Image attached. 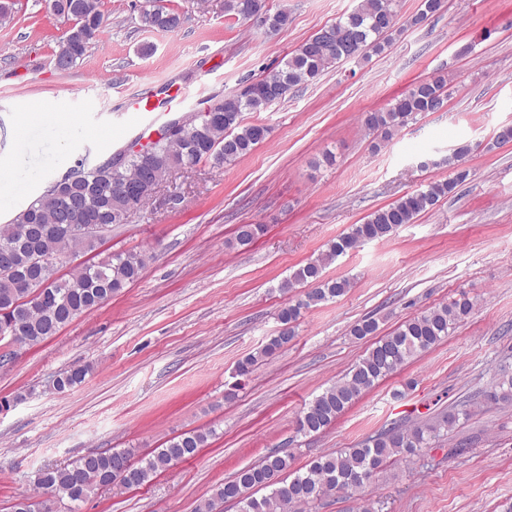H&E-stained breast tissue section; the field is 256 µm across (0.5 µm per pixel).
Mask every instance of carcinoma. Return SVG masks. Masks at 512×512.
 Here are the masks:
<instances>
[{
    "instance_id": "carcinoma-1",
    "label": "carcinoma",
    "mask_w": 512,
    "mask_h": 512,
    "mask_svg": "<svg viewBox=\"0 0 512 512\" xmlns=\"http://www.w3.org/2000/svg\"><path fill=\"white\" fill-rule=\"evenodd\" d=\"M444 7L445 0H421L419 10L406 24L415 26ZM51 8L60 14L73 13L77 19L54 54V62L68 70L85 55L103 23L100 0H51ZM224 11L271 31L289 21L288 11L270 8L267 0H224ZM140 21L147 29L163 31L176 30L182 24L180 13L155 4L142 11ZM399 22L397 0H357L350 13L309 36L272 74L247 84L240 93L224 98L213 111L200 115L203 133L185 131L175 138L161 139L145 153L129 150L119 163H101L86 170L80 162L78 169L84 180L58 178L51 182L57 196L54 207L43 206L38 197L17 212L10 223L0 226V253H7L10 260L8 269L0 270V325L9 327V341L33 345L54 336L141 278L152 259L146 250L109 253L96 262L61 272L69 256L95 250L111 225L125 223L127 201L117 196L118 190H136L133 206L141 207L150 201L153 184L162 182L174 170L193 168L211 159L231 164L247 156L264 142L268 130L245 122L244 113L267 110L284 100L290 90L316 80L345 59L382 53L403 31ZM447 101L446 77L415 82L385 109L365 115L363 124L375 135L373 148L377 150L390 141L417 115L440 111ZM471 152L469 145L453 149L442 163L455 172L454 177L433 181L426 189L407 193L373 211L331 242L326 251L296 268L280 285L286 292L299 290L298 296L284 303L277 313L280 330L238 365V376L249 377L288 345L303 311L347 292L349 280L325 277L330 263L361 243L390 238L401 226L413 223L419 214L437 205L468 176L464 164ZM75 202L83 207L80 223L91 226L86 235L64 229ZM262 231L260 224H239L235 242L246 246ZM33 294L37 302L24 301ZM473 307L472 300L462 295L404 321L384 336L378 335V322L371 317L355 323L350 336L357 340L372 338L374 342L340 381L304 406L297 418V433L315 435L330 428L363 393L447 338L470 316ZM87 374L88 367L72 365L56 375L52 388L58 394L66 393L82 384ZM493 397L512 403V373H503ZM457 418L458 414L452 413L423 426H393L359 446L316 457L303 472L292 470V455L272 451L219 484L198 504L196 512H217L224 502L236 504L239 512H298L337 492L355 493L398 458L417 448L430 447L442 431L451 430ZM211 435L210 430L182 432L165 447L139 459L131 448H109L90 452L71 463L46 467L35 476L37 494L16 497L10 512H42V497L50 491L70 503L69 512H78L81 503L102 489L139 488L174 463L194 457Z\"/></svg>"
}]
</instances>
